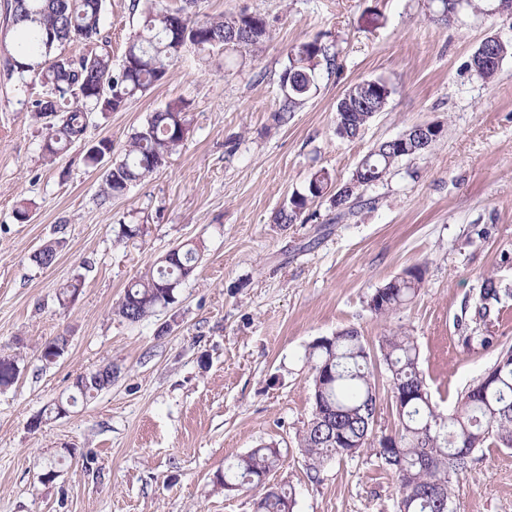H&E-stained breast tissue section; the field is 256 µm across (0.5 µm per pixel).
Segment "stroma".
<instances>
[{
    "instance_id": "1",
    "label": "stroma",
    "mask_w": 512,
    "mask_h": 512,
    "mask_svg": "<svg viewBox=\"0 0 512 512\" xmlns=\"http://www.w3.org/2000/svg\"><path fill=\"white\" fill-rule=\"evenodd\" d=\"M497 6L477 0L444 21L428 0H201L205 16L265 17L269 39L230 57L185 51L123 109L92 114L84 139L52 161L27 108L41 87L23 89L0 69V356L19 366L0 389V512H254L256 491L224 490L216 476L270 442L282 464L269 481L292 490L293 512H395V478L368 452L311 474L298 443L313 409L305 353L348 326L373 350L403 328L445 411L512 347V57L490 82L470 66L487 36L512 42V17ZM138 25L130 0H105L101 38L113 62ZM317 37L336 66L278 123L289 49ZM374 79L392 90L386 108L357 139L340 138L337 102ZM178 99L191 119L184 146L124 197L102 199L105 168L87 165L88 149L108 139L121 155ZM424 122L442 124V138L346 212L325 197L306 223H274L312 171L344 184L374 145ZM23 200L25 223L14 215ZM122 224L143 232L117 242ZM56 239L55 263L37 266L34 251ZM191 242L203 258L177 304L136 324L120 318L130 284ZM417 264L426 267L417 295L376 317L373 293ZM77 275L78 296L60 304ZM486 275L509 290L487 350L463 341ZM59 336L67 350L46 361ZM106 365L111 386L52 415L77 375ZM455 489L454 512H512V449L475 453Z\"/></svg>"
}]
</instances>
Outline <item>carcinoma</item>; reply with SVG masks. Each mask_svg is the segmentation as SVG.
Segmentation results:
<instances>
[{"label": "carcinoma", "mask_w": 512, "mask_h": 512, "mask_svg": "<svg viewBox=\"0 0 512 512\" xmlns=\"http://www.w3.org/2000/svg\"><path fill=\"white\" fill-rule=\"evenodd\" d=\"M196 4L197 0H183V5L171 8L163 0H133L132 11L141 16V25L129 37L122 64L116 69L110 51L100 45L104 0H8L9 30L0 57L7 73L18 74L27 86L45 89L43 96L27 101L32 117L45 129L42 155L50 160L82 140L92 113L117 112L135 95L161 82L186 48L250 53L270 36L261 16L242 13L205 19L193 11ZM74 41L92 49L80 56L66 54L64 46ZM288 61L280 121L287 120V114L308 97L319 68L336 65L335 56L317 38L293 45ZM390 96L391 89L382 80L350 86L336 105L337 135L357 138L384 111ZM189 127L182 100L152 113L130 135L124 156L106 169L105 196L121 197L130 186L166 166L187 140ZM431 146L432 142L420 143L411 136L402 147L380 142L361 159L346 189L332 199L334 206H346L359 191L384 180L396 163L421 155ZM332 184L328 170L311 173L304 188L292 193L275 214L274 223H305L308 207L323 198ZM59 248L60 242H47L32 255V261L49 267ZM199 259L198 245L177 247L173 258L131 283L118 315L134 324L175 304L178 289L193 275ZM424 275V268L417 265L392 279L378 297L371 298V312L385 317L405 305L421 288ZM503 292L508 289L501 288L495 278L483 279L475 302V327L464 337L466 345L475 342L485 349L493 347V337L479 330L487 326ZM379 352L387 373L384 388L356 328H344L309 345L306 358L313 374V411L298 439L312 460L310 470L318 471L326 460L351 458L366 450L394 474L397 512H453V478L467 470L472 455L482 448H512V348L501 350L488 372L446 413L432 403L413 336L402 329L391 331L381 338ZM384 395L397 418L390 435L376 432ZM280 462V451L264 444L239 456L217 483L224 488L231 484L256 489L264 486L261 478ZM292 505V492L272 486L256 500L255 512H286Z\"/></svg>", "instance_id": "carcinoma-1"}]
</instances>
